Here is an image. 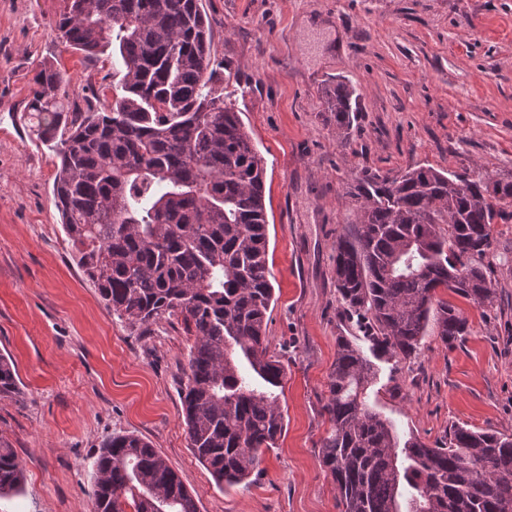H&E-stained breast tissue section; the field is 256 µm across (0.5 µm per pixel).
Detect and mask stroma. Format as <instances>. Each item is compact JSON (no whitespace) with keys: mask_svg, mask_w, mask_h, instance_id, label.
<instances>
[{"mask_svg":"<svg viewBox=\"0 0 512 512\" xmlns=\"http://www.w3.org/2000/svg\"><path fill=\"white\" fill-rule=\"evenodd\" d=\"M211 54L266 162L275 302L269 351L284 367L285 430L250 484L219 489L188 446L180 389L193 339L166 322L112 315L77 265L54 205L57 160L26 110L50 63L79 108L112 100V55L85 58L54 30L64 0H0V354L19 392L0 395V442L26 476L0 512H93L92 462L117 434L143 437L199 512H343L319 462L336 339L363 344L339 299L336 240L352 229L349 187L366 171L426 164L512 180V0H202ZM357 110L339 131L323 92ZM496 297L447 290L469 332L428 335L419 358L379 359L367 392L400 439L442 442L453 424L512 433V216L491 227Z\"/></svg>","mask_w":512,"mask_h":512,"instance_id":"stroma-1","label":"stroma"}]
</instances>
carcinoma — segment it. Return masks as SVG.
I'll return each mask as SVG.
<instances>
[{"mask_svg": "<svg viewBox=\"0 0 512 512\" xmlns=\"http://www.w3.org/2000/svg\"><path fill=\"white\" fill-rule=\"evenodd\" d=\"M60 38L87 58L112 50V102L71 109L68 79L42 65L27 103L32 131L59 159L54 198L77 265L105 306L131 326L176 320L194 337L180 395L189 448L218 488L248 482L276 447L284 372L269 354L273 301L264 157L213 66L201 0H67ZM354 90L324 91L345 130ZM355 232L336 241V291L375 355L410 360L428 328L443 344L468 320L437 290L482 304L496 209L512 181L432 166L365 173L350 188ZM374 363L336 339L319 458L344 512H512V434L449 427L430 446L399 440L367 403ZM18 393L0 354V394ZM93 512H199L166 460L134 434L113 436L93 461ZM24 471L0 444V498Z\"/></svg>", "mask_w": 512, "mask_h": 512, "instance_id": "1", "label": "carcinoma"}]
</instances>
